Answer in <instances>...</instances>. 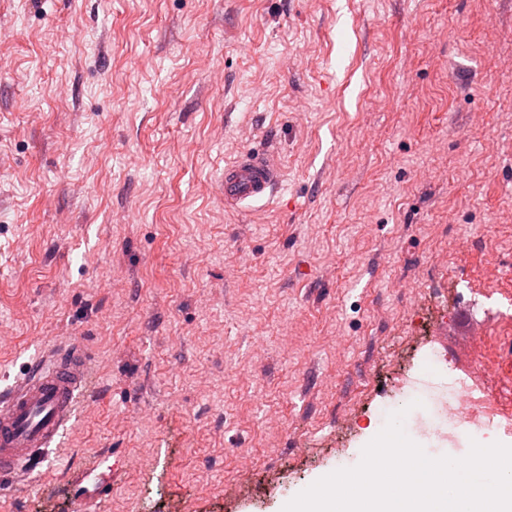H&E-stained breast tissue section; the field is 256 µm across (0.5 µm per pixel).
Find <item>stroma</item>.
<instances>
[{
    "label": "stroma",
    "instance_id": "stroma-1",
    "mask_svg": "<svg viewBox=\"0 0 512 512\" xmlns=\"http://www.w3.org/2000/svg\"><path fill=\"white\" fill-rule=\"evenodd\" d=\"M63 340L0 512L106 453L97 512H281L449 372L512 411V0H0V388ZM219 185L224 208L239 211L273 196L279 185V168L271 154L246 152L224 166ZM89 358L78 343L54 345L21 380L0 391V477L23 484L32 466L79 419Z\"/></svg>",
    "mask_w": 512,
    "mask_h": 512
}]
</instances>
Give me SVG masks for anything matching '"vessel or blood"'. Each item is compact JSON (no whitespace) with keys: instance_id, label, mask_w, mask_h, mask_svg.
Returning <instances> with one entry per match:
<instances>
[{"instance_id":"vessel-or-blood-1","label":"vessel or blood","mask_w":512,"mask_h":512,"mask_svg":"<svg viewBox=\"0 0 512 512\" xmlns=\"http://www.w3.org/2000/svg\"><path fill=\"white\" fill-rule=\"evenodd\" d=\"M224 207L239 211L270 199L279 185L273 155L247 152L224 167L219 181ZM89 358L73 343L52 346L21 380L0 390V478L23 484L33 465L79 419ZM76 512H95L112 491L111 470L90 469L74 479Z\"/></svg>"}]
</instances>
